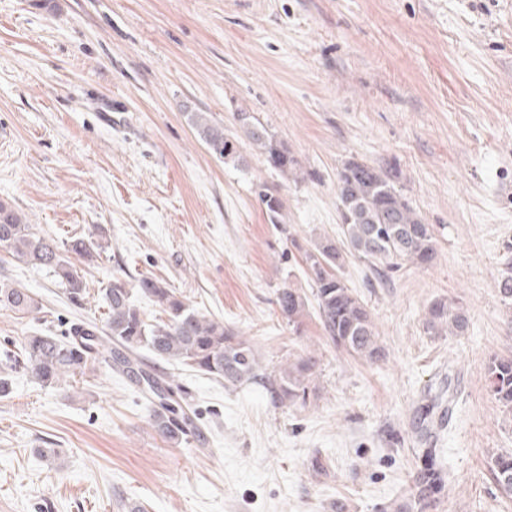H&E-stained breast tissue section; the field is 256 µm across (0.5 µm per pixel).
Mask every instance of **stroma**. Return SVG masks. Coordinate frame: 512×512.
Wrapping results in <instances>:
<instances>
[{
	"instance_id": "obj_1",
	"label": "stroma",
	"mask_w": 512,
	"mask_h": 512,
	"mask_svg": "<svg viewBox=\"0 0 512 512\" xmlns=\"http://www.w3.org/2000/svg\"><path fill=\"white\" fill-rule=\"evenodd\" d=\"M253 113L299 162L291 180L247 143L213 155L188 121L225 130ZM374 164L434 227L436 256L389 282L347 259L385 356L339 349L315 313L294 332L275 304L310 293L303 253L340 234L344 163ZM277 190L287 234L252 191ZM0 201L35 232L99 241L82 306L45 270L0 252V284L41 310H0L4 351L25 336L102 323L114 277L165 280L222 319L270 367L312 356L306 404L276 408L144 356L195 408L199 436L171 444L138 386L105 365L44 387L12 374L0 399V512H382L423 464L411 431L428 392L453 417L427 445L446 472L436 512H512L488 472L512 454V416L489 394L512 358L498 282L512 254V0H0ZM438 299L469 318L429 335ZM56 449L53 457L42 456Z\"/></svg>"
}]
</instances>
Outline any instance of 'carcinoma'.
<instances>
[{"mask_svg":"<svg viewBox=\"0 0 512 512\" xmlns=\"http://www.w3.org/2000/svg\"><path fill=\"white\" fill-rule=\"evenodd\" d=\"M190 121L212 154L224 160L240 159L238 139L226 134L224 127L213 122L208 113L192 112ZM235 121L248 145L263 156L269 167L285 177L296 173V159L258 118L249 112H238ZM253 192L268 223L284 225L282 199L264 183L254 185ZM337 197L341 206L342 244L325 238L304 253L314 284L312 300L324 333L332 343L374 362L384 356L380 336L366 306L346 286L337 270L349 255L367 262L382 277L392 276L407 263L426 265L436 255L434 230L395 189L390 172L381 167L347 161L339 172ZM2 249L31 265L48 269L71 304L80 306L87 284L77 263L94 261L100 255L101 245L77 236L61 247L33 231L17 211L1 202ZM136 292L148 297L166 319L146 323L135 304ZM499 293L504 305L512 307L511 264L501 275ZM101 297L106 308L103 327L75 323L65 339L42 333L27 336L19 351L5 353V360L14 369L26 370L43 386L55 385L97 361L103 362L113 372L134 381L148 395L152 425L171 444L199 433L195 413L179 385L143 368V350L222 381L228 388L258 385L276 408L306 403L316 365L314 357L267 368L247 340L225 326L224 321L190 308L162 280L143 277L134 290L126 280L114 277ZM309 300L297 289L283 287L277 292L276 305L288 325L299 331ZM0 309L27 314L39 311L27 289L7 284L0 285ZM467 327L465 312L454 303L436 300L429 307L428 333L439 336L447 331L461 336ZM487 377L492 396L512 415V359H493ZM447 409L441 396H434L417 408L412 429L419 442L428 441L434 428L443 427ZM423 455L424 466L413 475L409 496L390 503L391 512H431L436 508L445 485L444 471L437 462L435 449L426 448ZM489 471L498 488L512 495V456L491 459Z\"/></svg>","mask_w":512,"mask_h":512,"instance_id":"1","label":"carcinoma"}]
</instances>
